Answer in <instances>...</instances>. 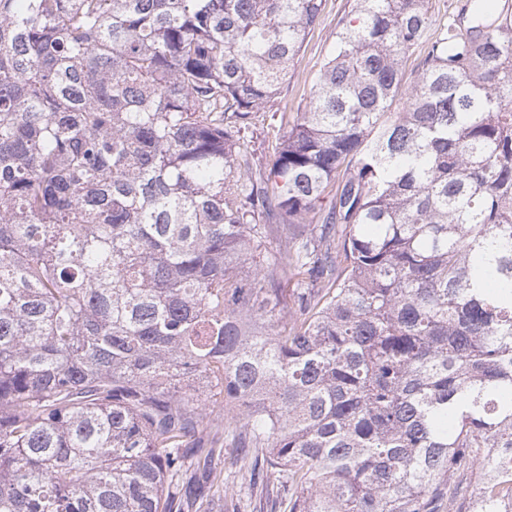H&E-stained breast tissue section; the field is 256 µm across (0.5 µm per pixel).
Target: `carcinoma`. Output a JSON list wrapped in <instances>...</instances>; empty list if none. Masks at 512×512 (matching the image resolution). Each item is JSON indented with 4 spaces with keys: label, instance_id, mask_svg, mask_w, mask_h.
Instances as JSON below:
<instances>
[{
    "label": "carcinoma",
    "instance_id": "obj_1",
    "mask_svg": "<svg viewBox=\"0 0 512 512\" xmlns=\"http://www.w3.org/2000/svg\"><path fill=\"white\" fill-rule=\"evenodd\" d=\"M323 4L0 0V512H512V22L350 0L260 160ZM218 469L224 468V492L227 495L228 507L239 512H255L258 509V496L248 485V479L241 473H235L228 469V464L224 465L223 458L218 461ZM257 505V508L255 506Z\"/></svg>",
    "mask_w": 512,
    "mask_h": 512
}]
</instances>
